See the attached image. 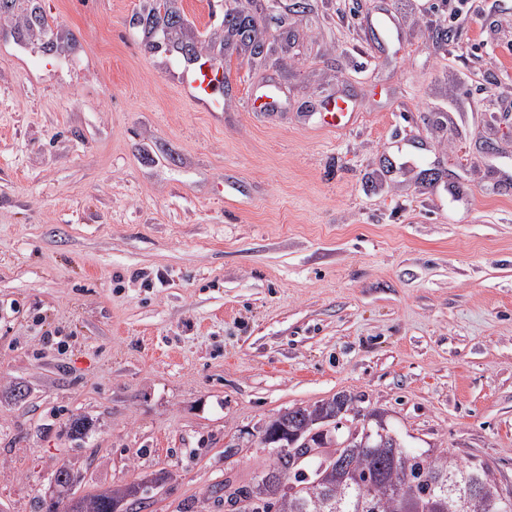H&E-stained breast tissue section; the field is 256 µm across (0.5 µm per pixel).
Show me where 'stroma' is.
<instances>
[{
  "label": "stroma",
  "instance_id": "stroma-1",
  "mask_svg": "<svg viewBox=\"0 0 512 512\" xmlns=\"http://www.w3.org/2000/svg\"><path fill=\"white\" fill-rule=\"evenodd\" d=\"M339 393L512 490V0H0V512H224ZM228 79L227 73L220 75L219 72L210 70L206 64L199 63L190 75L189 88L193 97L207 99L217 85ZM318 403L319 402L306 407L289 408L288 410L280 413L273 420L269 421V423L264 427L263 434L270 439L279 438V441L273 442L269 447H267L266 445H263L261 440L262 448H274L273 446L280 445L287 437L290 430L295 429L297 425H301L307 417H310L317 410V408H314L313 410L311 409L316 407ZM66 469L61 467L52 475L51 482L57 488V495L39 499L36 506L38 512H117L126 503L119 505L121 500L114 496V489L75 497L74 493H69L74 479L69 477Z\"/></svg>",
  "mask_w": 512,
  "mask_h": 512
}]
</instances>
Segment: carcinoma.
<instances>
[{
    "mask_svg": "<svg viewBox=\"0 0 512 512\" xmlns=\"http://www.w3.org/2000/svg\"><path fill=\"white\" fill-rule=\"evenodd\" d=\"M313 414L311 407H295L280 413L264 427L263 434L270 439L284 440L290 430L301 425ZM332 451L311 463L296 468L288 460L269 456V463L261 474L248 483L232 479L216 485L211 495L224 503V512H450L448 495L439 484L454 470L465 473L469 479L486 480L485 494L496 491L487 481L489 467H470L458 462L452 455L431 459L406 448L398 449L393 460L382 448H343L336 459ZM323 467V488L330 501L315 500L305 489L297 495L259 496L254 487L268 477L275 480L286 475L287 482L297 486L308 483L306 474L314 467ZM51 482L57 495L37 502L38 512H117L121 508L115 491L75 497L70 494L74 480L62 467L52 475Z\"/></svg>",
    "mask_w": 512,
    "mask_h": 512,
    "instance_id": "carcinoma-1",
    "label": "carcinoma"
}]
</instances>
